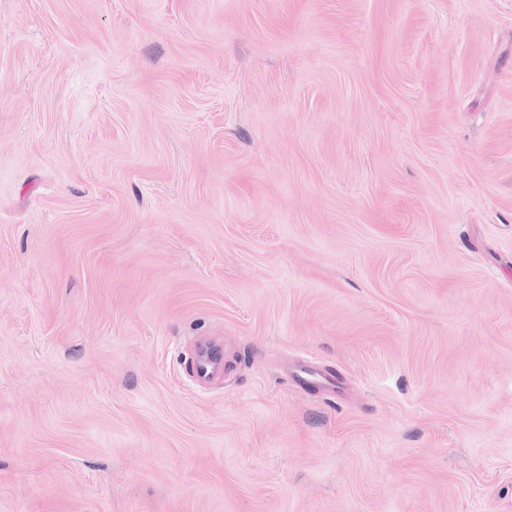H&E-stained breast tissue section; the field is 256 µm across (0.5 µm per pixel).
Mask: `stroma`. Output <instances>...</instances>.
<instances>
[{"mask_svg": "<svg viewBox=\"0 0 512 512\" xmlns=\"http://www.w3.org/2000/svg\"><path fill=\"white\" fill-rule=\"evenodd\" d=\"M0 512H512V0H0ZM199 379H210L224 371V352L221 346L206 343L199 346L193 366Z\"/></svg>", "mask_w": 512, "mask_h": 512, "instance_id": "35a3bbf8", "label": "stroma"}]
</instances>
